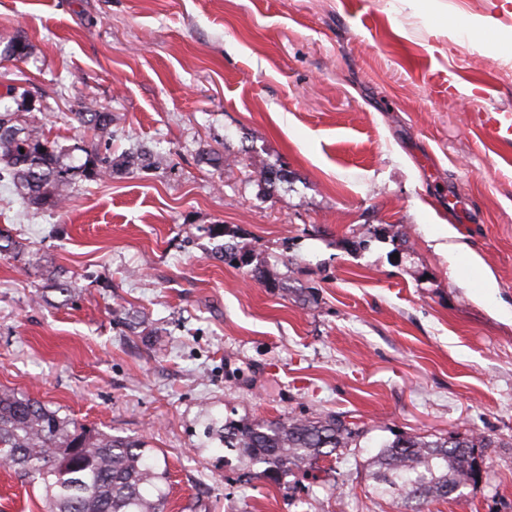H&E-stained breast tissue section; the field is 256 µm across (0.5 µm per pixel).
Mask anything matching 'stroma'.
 Listing matches in <instances>:
<instances>
[{
    "instance_id": "35a3bbf8",
    "label": "stroma",
    "mask_w": 512,
    "mask_h": 512,
    "mask_svg": "<svg viewBox=\"0 0 512 512\" xmlns=\"http://www.w3.org/2000/svg\"><path fill=\"white\" fill-rule=\"evenodd\" d=\"M442 2L512 28V0ZM2 37L0 110L76 171L55 206L0 182V390L149 440L165 512H398L366 470L397 431L495 442L424 512H512V141L476 119L512 113V50L402 0H0ZM328 411L366 430L332 485L204 434ZM0 512L42 486L0 466Z\"/></svg>"
}]
</instances>
